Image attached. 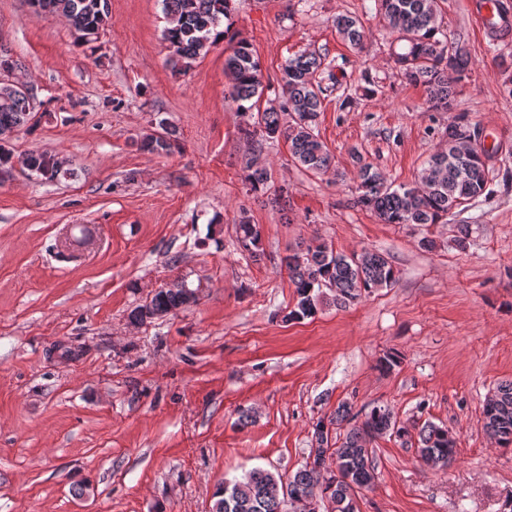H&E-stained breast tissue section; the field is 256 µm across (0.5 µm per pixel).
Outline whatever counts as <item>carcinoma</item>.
<instances>
[{"label":"carcinoma","instance_id":"obj_1","mask_svg":"<svg viewBox=\"0 0 512 512\" xmlns=\"http://www.w3.org/2000/svg\"><path fill=\"white\" fill-rule=\"evenodd\" d=\"M169 20L164 39L171 51L173 67L182 70L204 56L225 31L218 30L228 18L230 0H162ZM375 11L386 23L404 50L394 53L401 77L423 85L428 101L436 110H448L456 89L467 76L471 64L465 42L448 36L442 29V16L447 0H374ZM38 17L63 16L71 24L78 42L91 44L98 39L108 15V0H30ZM336 31L355 50L364 49V31L359 19L339 15L334 20ZM322 57L300 54L288 60L281 69L282 100L259 109L263 93L262 70L250 44L240 39L227 49L224 73L232 83L231 97L236 111L249 116L260 128L264 140L283 138L290 145L294 159L306 170L327 171L332 155L315 135L321 111V97L326 92L320 75ZM31 94L16 84L0 86V165L12 158L3 141L28 122ZM289 115L292 123L283 121ZM161 134H147L141 147L154 154L171 152L177 142L176 132L159 121ZM471 132L464 126L448 127V148L429 156L417 182L393 186L370 163H359L356 179L358 195L355 204L373 212L384 224H438L462 203L477 200L490 182L486 152L475 148L463 152L457 141ZM24 165L39 176L52 180L64 171V161L56 156L30 153ZM245 182L250 190L266 188L270 172L251 157L244 165ZM237 242L243 250H260V228L243 217L236 225ZM286 266L294 285L296 301L287 314L290 320L314 316L321 306L334 302L340 306L358 300L362 293L387 288L396 281L395 271L380 253L364 250L345 255L321 243L304 252L288 256ZM196 299L191 288L162 289L150 301L137 307L131 320L137 325L179 310ZM484 432L502 447L512 446V381L496 388L482 411ZM408 431L397 425L392 413L374 408L359 425H353L344 441L335 448V467L325 466L330 429L319 421L314 427L317 451L288 481L269 470L254 468L241 478L226 482L214 494L211 512H287L289 501L316 494L327 503L326 512H353L350 504L356 495L369 487L374 478L370 442L383 434ZM417 448L432 463L444 469L453 460L456 440L448 429L433 423L424 424L418 432ZM327 467L325 475L320 468Z\"/></svg>","mask_w":512,"mask_h":512}]
</instances>
